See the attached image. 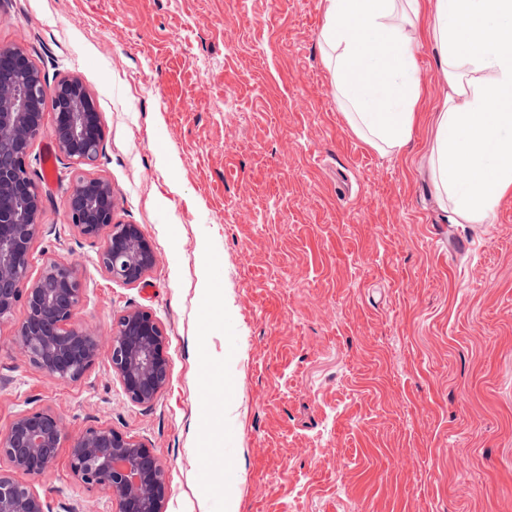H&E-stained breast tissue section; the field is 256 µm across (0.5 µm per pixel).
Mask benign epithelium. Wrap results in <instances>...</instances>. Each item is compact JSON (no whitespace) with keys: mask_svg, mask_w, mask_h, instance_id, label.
<instances>
[{"mask_svg":"<svg viewBox=\"0 0 512 512\" xmlns=\"http://www.w3.org/2000/svg\"><path fill=\"white\" fill-rule=\"evenodd\" d=\"M52 101L51 124L44 107ZM49 131L55 148L78 167H92L104 141L96 101L77 77L58 81L52 92L24 51L0 49V323L18 303L25 317L15 329L16 354L47 377L74 382L108 349L112 374L134 404L149 406L166 388L171 370L164 329L145 309L124 311L108 335L76 322L85 289L78 269L56 260L30 273L32 245L42 231L43 198L30 175V151ZM112 184L89 173L72 180L66 196L69 223L101 243L97 263L114 282L140 283L156 263L151 241L137 224L114 221ZM71 440L69 468L76 483L99 493L113 512H166L167 468L144 442L108 425L69 436L64 419L47 409L19 413L0 432V512H54L30 481L54 463Z\"/></svg>","mask_w":512,"mask_h":512,"instance_id":"7a95c632","label":"benign epithelium"}]
</instances>
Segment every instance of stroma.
<instances>
[{"label": "stroma", "instance_id": "obj_1", "mask_svg": "<svg viewBox=\"0 0 512 512\" xmlns=\"http://www.w3.org/2000/svg\"><path fill=\"white\" fill-rule=\"evenodd\" d=\"M326 0H0V48L47 86L78 76L105 138L91 172L156 264L112 282L70 225L68 160L32 166L45 260L77 266L76 320L130 308L167 336L169 382L130 402L109 358L75 382L24 362L0 325V431L19 412L109 425L167 466V512H512V192L457 224L428 174L448 87L397 154L350 127L324 60ZM34 484L56 512L89 493L60 448Z\"/></svg>", "mask_w": 512, "mask_h": 512}]
</instances>
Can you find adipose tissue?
<instances>
[{
  "instance_id": "obj_1",
  "label": "adipose tissue",
  "mask_w": 512,
  "mask_h": 512,
  "mask_svg": "<svg viewBox=\"0 0 512 512\" xmlns=\"http://www.w3.org/2000/svg\"><path fill=\"white\" fill-rule=\"evenodd\" d=\"M422 21L448 84L429 171L456 222L481 224L512 191V0H326V61L350 127L400 152L421 99Z\"/></svg>"
}]
</instances>
